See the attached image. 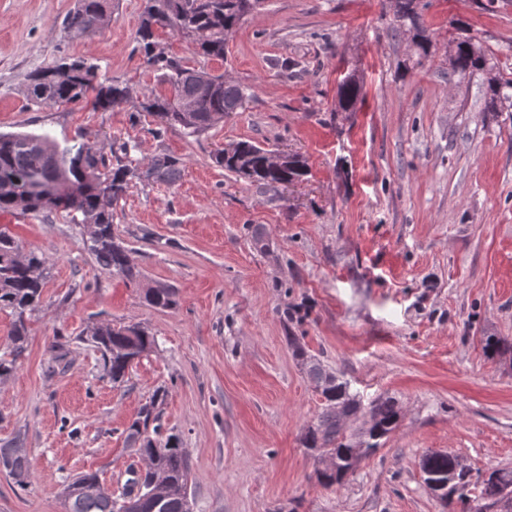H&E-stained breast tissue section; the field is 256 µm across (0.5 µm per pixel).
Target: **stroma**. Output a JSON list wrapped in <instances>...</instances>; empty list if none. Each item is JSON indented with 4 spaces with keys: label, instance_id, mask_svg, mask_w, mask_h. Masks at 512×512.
Segmentation results:
<instances>
[{
    "label": "stroma",
    "instance_id": "stroma-1",
    "mask_svg": "<svg viewBox=\"0 0 512 512\" xmlns=\"http://www.w3.org/2000/svg\"><path fill=\"white\" fill-rule=\"evenodd\" d=\"M424 2L437 51L423 60L394 0H263L220 60L161 33L187 66L251 96L205 134L158 138L135 104L32 108L25 91L63 55L134 92L162 90L136 49L143 0H110L90 36L62 26L74 0H0V133L63 145L84 127L103 152L129 139L135 157L164 151L182 167L175 185H131L112 209L145 285L177 288L171 309L101 269L64 214L0 213L50 263L25 357L0 379V448L21 443L30 461L25 488L0 474V512H63L66 477L87 471L123 486L143 466L124 431L160 388L163 427L192 460L193 512H448L423 454L512 469V361L484 350L485 337L512 340V105L489 111L488 75H453L446 53L468 33L492 74L512 78V0ZM351 70L363 96L340 112L336 84ZM240 140L301 154L307 175L277 189L240 179L213 158ZM99 320L158 339L124 383L81 340ZM291 334L364 400L403 408L343 485H320L302 446L321 401Z\"/></svg>",
    "mask_w": 512,
    "mask_h": 512
}]
</instances>
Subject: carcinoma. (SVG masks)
Returning a JSON list of instances; mask_svg holds the SVG:
<instances>
[{"mask_svg":"<svg viewBox=\"0 0 512 512\" xmlns=\"http://www.w3.org/2000/svg\"><path fill=\"white\" fill-rule=\"evenodd\" d=\"M252 0H144L140 24L136 32L138 51L147 65L161 73L170 94L143 92L139 111L152 118L157 135L178 127L189 137H197L224 116L239 112L249 98L248 88L224 79L222 74L187 67L183 60L167 54L155 41L158 28L175 31L188 41L197 54L210 59L224 58L226 36L246 17ZM108 0H75L64 19V28L80 35H90L105 27ZM399 25L416 30L414 43L420 56L431 54L432 40L421 25V13L407 17L397 13ZM487 67L484 53H475L465 45L458 46L454 72L462 77L476 74ZM362 94L356 74L345 76L336 87V109L352 112ZM26 97L31 105L69 106L89 102L96 110H115L133 99V90L117 81L106 83L98 67L86 59L63 58L54 67L35 70L28 76ZM512 97V79L494 78L487 82L486 98L493 105ZM195 104L192 113L181 111L178 102ZM136 144L124 141L119 150L127 163L110 167L98 147L96 136L81 132L77 142L59 149L47 135L26 132L0 133V212L62 210L71 222L87 229V249L98 265L118 274L126 283L141 288L143 274L132 261L129 250L112 231V207L121 200L132 183L172 185L181 177L179 159L160 152L147 159L131 158ZM273 151L251 141H239L214 153L215 162L226 171L267 187L290 184L306 175V167L297 154L277 165ZM31 181L50 189V199L42 201L26 190ZM49 266L48 256L39 249L23 250L8 228L0 227V309L13 316L9 339L12 350L0 357V377L16 368L25 352L28 338L26 314L41 303ZM144 301L155 309H171L177 305L176 289L157 284L142 288ZM294 357L306 366L307 375L322 398V407L307 426L303 447L315 457L332 458L349 466L354 458L353 434L349 433L346 416L369 423L366 433L373 439V449L387 437L401 419V409L392 397H378L363 403L341 375L330 372L309 357L288 337ZM82 341L101 354L104 369L112 382L120 383L129 368L156 347V338L139 326L116 327L100 321L88 327ZM485 350L491 356L512 353V341L489 336ZM167 396L157 390L144 404L137 417L125 429L127 444L146 461L145 471H131V478L117 492L105 490L95 472L77 476L67 487L65 512H187L191 461L178 438L162 431L157 405ZM451 453H430L420 467L442 474L451 481L448 512H478L482 502L498 503L504 491L512 490V470L496 469L483 482L473 479L472 471L456 469ZM0 473L24 487L30 476L26 449L0 448Z\"/></svg>","mask_w":512,"mask_h":512,"instance_id":"1","label":"carcinoma"}]
</instances>
